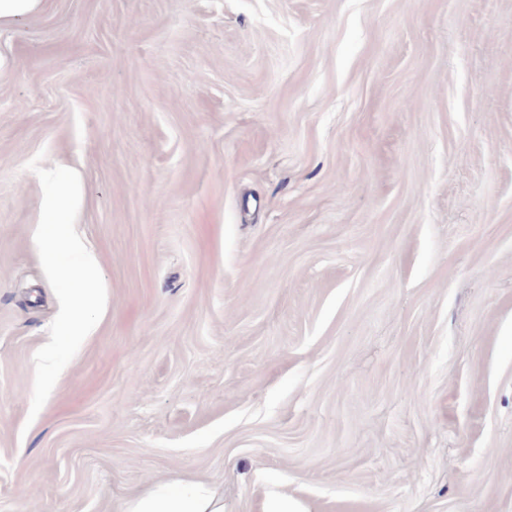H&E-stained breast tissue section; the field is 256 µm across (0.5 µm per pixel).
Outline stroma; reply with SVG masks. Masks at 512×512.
I'll list each match as a JSON object with an SVG mask.
<instances>
[{
  "label": "stroma",
  "mask_w": 512,
  "mask_h": 512,
  "mask_svg": "<svg viewBox=\"0 0 512 512\" xmlns=\"http://www.w3.org/2000/svg\"><path fill=\"white\" fill-rule=\"evenodd\" d=\"M0 58V512H512V0H45ZM38 155L106 305L33 417ZM216 493L202 481L170 477L130 501L124 512H223Z\"/></svg>",
  "instance_id": "stroma-1"
}]
</instances>
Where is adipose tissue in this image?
Here are the masks:
<instances>
[{"label":"adipose tissue","instance_id":"adipose-tissue-1","mask_svg":"<svg viewBox=\"0 0 512 512\" xmlns=\"http://www.w3.org/2000/svg\"><path fill=\"white\" fill-rule=\"evenodd\" d=\"M125 512H224V505L205 482L171 477L130 501Z\"/></svg>","mask_w":512,"mask_h":512}]
</instances>
